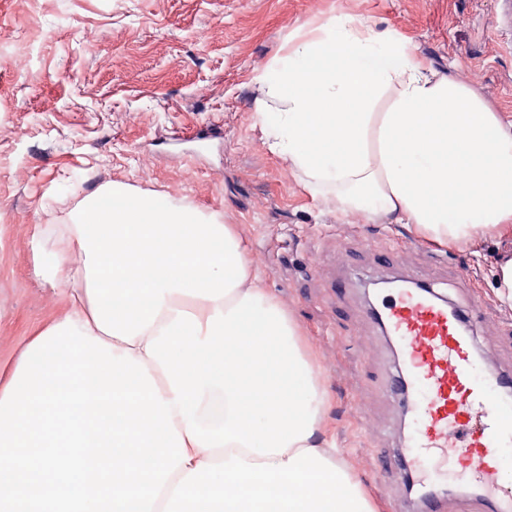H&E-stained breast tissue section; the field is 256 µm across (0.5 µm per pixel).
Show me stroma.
I'll list each match as a JSON object with an SVG mask.
<instances>
[{
	"label": "stroma",
	"mask_w": 512,
	"mask_h": 512,
	"mask_svg": "<svg viewBox=\"0 0 512 512\" xmlns=\"http://www.w3.org/2000/svg\"><path fill=\"white\" fill-rule=\"evenodd\" d=\"M494 0H0L15 46L0 58V385L30 340L70 309L43 255H80L45 236L83 200L119 186L234 229L259 288L279 300L326 390L323 425L354 480L387 512L403 484L374 481L403 435L382 386L392 348L364 284L408 274L460 306L478 300L493 368L512 369V307L497 265L512 238L438 242L412 224L366 219L312 193L270 151L256 119L257 71L298 33L355 17L407 41L427 66L471 84L512 123V57L488 26Z\"/></svg>",
	"instance_id": "35a3bbf8"
}]
</instances>
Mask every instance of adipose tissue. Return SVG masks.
Returning a JSON list of instances; mask_svg holds the SVG:
<instances>
[{
    "label": "adipose tissue",
    "mask_w": 512,
    "mask_h": 512,
    "mask_svg": "<svg viewBox=\"0 0 512 512\" xmlns=\"http://www.w3.org/2000/svg\"><path fill=\"white\" fill-rule=\"evenodd\" d=\"M268 147L312 192L332 186L347 213L383 215L461 244L512 234V123L466 82L429 67L402 39L356 19L329 20L254 78ZM83 260H46L49 284L72 287L69 317L113 354L141 360L159 394H174L146 353L177 311L206 322L258 289L228 225L161 198L116 188L85 199L57 228ZM171 473L153 512H373L321 429L283 454L232 442Z\"/></svg>",
    "instance_id": "ef3b65f1"
}]
</instances>
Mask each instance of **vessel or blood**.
<instances>
[{
  "label": "vessel or blood",
  "instance_id": "1",
  "mask_svg": "<svg viewBox=\"0 0 512 512\" xmlns=\"http://www.w3.org/2000/svg\"><path fill=\"white\" fill-rule=\"evenodd\" d=\"M399 357L386 386L413 434L389 468L404 483L416 482L409 459L452 462L472 493L465 497L422 495L420 512H512V493L502 490L499 451L512 446V373L479 371L473 322L479 305L461 310L433 284L412 281L394 289L380 308Z\"/></svg>",
  "mask_w": 512,
  "mask_h": 512
}]
</instances>
